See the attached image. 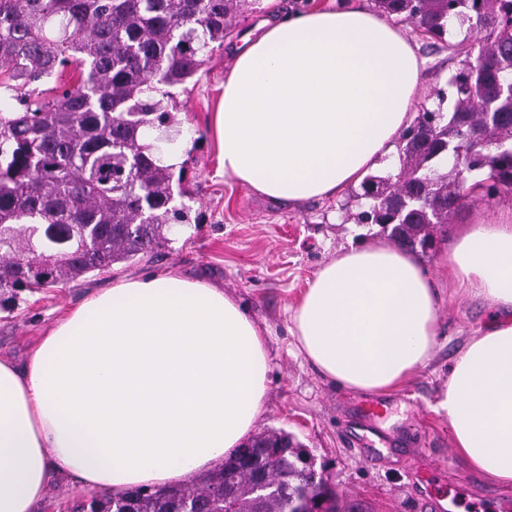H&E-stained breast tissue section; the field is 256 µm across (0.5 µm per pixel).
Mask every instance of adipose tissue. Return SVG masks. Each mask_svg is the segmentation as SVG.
Segmentation results:
<instances>
[{
    "mask_svg": "<svg viewBox=\"0 0 512 512\" xmlns=\"http://www.w3.org/2000/svg\"><path fill=\"white\" fill-rule=\"evenodd\" d=\"M232 55L212 118L222 167L270 199L335 196L414 116L422 63L400 27L362 8L270 12ZM449 270L494 314L435 410L461 463L512 487V207L467 224ZM438 309L414 254L350 247L315 273L292 334L323 379L386 394L430 361ZM269 372L262 330L223 286L166 271L95 293L24 365L0 357V512H34L64 474L82 493L179 485L251 436Z\"/></svg>",
    "mask_w": 512,
    "mask_h": 512,
    "instance_id": "adipose-tissue-1",
    "label": "adipose tissue"
}]
</instances>
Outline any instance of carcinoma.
I'll return each mask as SVG.
<instances>
[{"mask_svg": "<svg viewBox=\"0 0 512 512\" xmlns=\"http://www.w3.org/2000/svg\"><path fill=\"white\" fill-rule=\"evenodd\" d=\"M239 0H0V295L63 287L169 243L190 223L173 205L172 167L163 147L181 134L169 111L172 89L187 90L206 57L224 45ZM461 57L448 80L454 103L424 110L401 136L399 168L369 175L357 223L377 225L410 250L469 194H512V0H375ZM465 30L462 39L450 38ZM483 34L472 56L470 34ZM464 154L467 186L459 190ZM271 448L263 495L233 453L202 483L166 490L101 492L73 512H219L226 491L244 509L336 512L329 482L294 476L296 443L285 431L251 439Z\"/></svg>", "mask_w": 512, "mask_h": 512, "instance_id": "obj_1", "label": "carcinoma"}]
</instances>
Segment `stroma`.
Listing matches in <instances>:
<instances>
[{"label": "stroma", "instance_id": "1", "mask_svg": "<svg viewBox=\"0 0 512 512\" xmlns=\"http://www.w3.org/2000/svg\"><path fill=\"white\" fill-rule=\"evenodd\" d=\"M266 9L242 0L234 29L223 47L207 58L187 92L169 104L183 130L186 158L176 168L192 221L174 226L170 242L154 257L114 264L110 273L86 275L61 288L20 292L10 310L0 309V355L23 361L56 320L85 298L124 278L173 271L223 284L267 331L271 371L258 432L284 430L294 435L314 468L324 472L336 493L338 512H431L423 472L442 474L455 496V512H473L475 504L512 507V489L479 478L458 460L447 419L433 406L448 381L458 351L484 328L490 306L471 300L448 273L447 254L463 224L512 204V195L469 199L450 223L438 226L434 244L420 258L441 290L438 336L430 364L402 389L381 395L388 415L379 435V458L362 451L365 423L354 412L361 394L320 377L298 353L290 313L318 268L348 245L383 239L378 227L348 222L357 212L356 187L333 199L284 206L225 177L210 118L232 66L230 50L242 44L266 17ZM405 31L424 59L418 109H433L436 94L447 89L458 68L451 50L432 46L413 25Z\"/></svg>", "mask_w": 512, "mask_h": 512}]
</instances>
